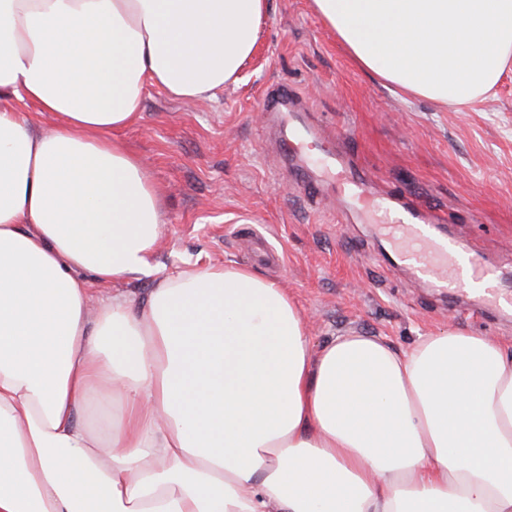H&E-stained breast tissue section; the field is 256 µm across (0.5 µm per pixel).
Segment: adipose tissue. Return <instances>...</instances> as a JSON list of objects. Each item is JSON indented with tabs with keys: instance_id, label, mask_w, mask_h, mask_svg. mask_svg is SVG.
<instances>
[{
	"instance_id": "1",
	"label": "adipose tissue",
	"mask_w": 512,
	"mask_h": 512,
	"mask_svg": "<svg viewBox=\"0 0 512 512\" xmlns=\"http://www.w3.org/2000/svg\"><path fill=\"white\" fill-rule=\"evenodd\" d=\"M312 3L408 96L464 105L512 64V0ZM267 10L0 0V512H512V346L456 330L315 353L279 281L150 263L166 199L122 135L146 87L236 79ZM149 275L144 302L123 291Z\"/></svg>"
}]
</instances>
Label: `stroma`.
Wrapping results in <instances>:
<instances>
[{
  "label": "stroma",
  "instance_id": "stroma-1",
  "mask_svg": "<svg viewBox=\"0 0 512 512\" xmlns=\"http://www.w3.org/2000/svg\"><path fill=\"white\" fill-rule=\"evenodd\" d=\"M323 134L284 156L283 139ZM128 146L166 194L151 264L166 273L236 263L280 281L313 349L355 331L407 348L458 328L512 345V310L418 280L387 256L370 217L337 198V155L376 192L447 215L448 234L512 291V69L463 110L407 98L362 70L311 0H269L254 54L213 97L145 92Z\"/></svg>",
  "mask_w": 512,
  "mask_h": 512
}]
</instances>
